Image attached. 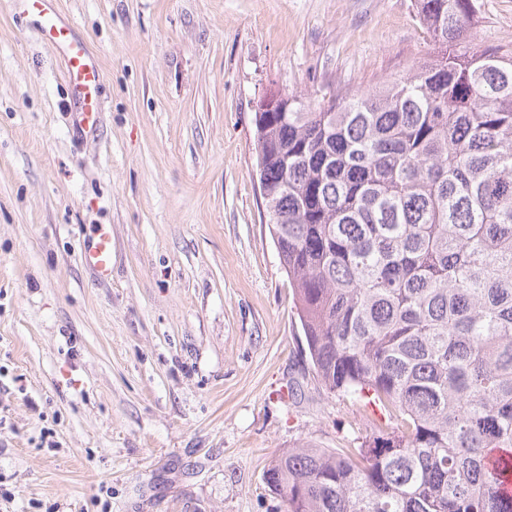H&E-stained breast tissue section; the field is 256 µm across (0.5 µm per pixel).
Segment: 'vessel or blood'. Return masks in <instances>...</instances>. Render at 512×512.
I'll list each match as a JSON object with an SVG mask.
<instances>
[{
    "mask_svg": "<svg viewBox=\"0 0 512 512\" xmlns=\"http://www.w3.org/2000/svg\"><path fill=\"white\" fill-rule=\"evenodd\" d=\"M20 18L26 20L41 34L66 65L70 90L76 103L79 124L97 123V90L101 69L96 57L86 44L78 39L68 21L56 10L53 0H15ZM85 263L102 279L112 275V235L107 227H100L88 240L83 252Z\"/></svg>",
    "mask_w": 512,
    "mask_h": 512,
    "instance_id": "1",
    "label": "vessel or blood"
}]
</instances>
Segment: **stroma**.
<instances>
[{"label":"stroma","mask_w":512,"mask_h":512,"mask_svg":"<svg viewBox=\"0 0 512 512\" xmlns=\"http://www.w3.org/2000/svg\"><path fill=\"white\" fill-rule=\"evenodd\" d=\"M101 64L97 129L0 0V512H284L264 474L372 417L327 393L264 218L255 109L423 62L414 0H56ZM471 48L512 50V0ZM112 230V277L83 260Z\"/></svg>","instance_id":"1"}]
</instances>
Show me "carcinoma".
I'll return each instance as SVG.
<instances>
[{"mask_svg": "<svg viewBox=\"0 0 512 512\" xmlns=\"http://www.w3.org/2000/svg\"><path fill=\"white\" fill-rule=\"evenodd\" d=\"M428 60L374 91L255 117L269 233L330 393L388 414L302 445L286 512H512V52L466 46L473 0H416Z\"/></svg>", "mask_w": 512, "mask_h": 512, "instance_id": "1", "label": "carcinoma"}]
</instances>
